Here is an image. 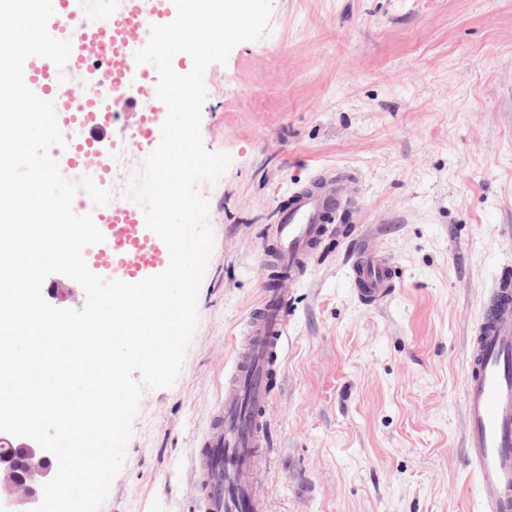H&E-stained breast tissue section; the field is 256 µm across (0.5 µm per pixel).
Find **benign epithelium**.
I'll use <instances>...</instances> for the list:
<instances>
[{"instance_id":"obj_1","label":"benign epithelium","mask_w":512,"mask_h":512,"mask_svg":"<svg viewBox=\"0 0 512 512\" xmlns=\"http://www.w3.org/2000/svg\"><path fill=\"white\" fill-rule=\"evenodd\" d=\"M56 457L34 440L0 432V512H32L43 485L56 474Z\"/></svg>"}]
</instances>
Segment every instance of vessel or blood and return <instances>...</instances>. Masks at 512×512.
Listing matches in <instances>:
<instances>
[{
    "instance_id": "vessel-or-blood-1",
    "label": "vessel or blood",
    "mask_w": 512,
    "mask_h": 512,
    "mask_svg": "<svg viewBox=\"0 0 512 512\" xmlns=\"http://www.w3.org/2000/svg\"><path fill=\"white\" fill-rule=\"evenodd\" d=\"M128 11L112 29L109 64L104 72L87 78L85 91H64L55 64L32 57L24 64V81L41 99L53 102L58 121L69 122L78 132L72 143V159L84 168L99 165L100 136L114 128L121 117L119 105L131 75H138L148 89H156V68L136 65L125 48L130 31L143 23H169L176 14L173 0H154L150 14H142L137 0H128ZM54 16L49 33L60 40L71 37L64 23L69 0H53ZM111 84L109 111L96 107V92ZM166 106L151 98L148 109L136 113L127 127L130 140H160ZM346 177L336 169H318L289 197L278 211L276 250L264 265L298 278L304 275L321 238L339 209L346 206ZM104 242L87 246L83 257L104 280L136 283L167 268L169 252L150 231L137 211L113 212L102 225ZM355 282L363 300L380 305L393 293L389 262L360 243L352 263ZM288 297L280 290H264L249 318L248 337L237 353L233 378L224 390V409L203 439L195 457V476L205 512H235L231 492H242L250 506L259 499L252 490V469L261 448L267 445L262 413L270 399L266 374L271 358L279 356L287 337ZM465 416L464 458L478 478V512H512V267H503L483 301V311L473 329L469 357L462 381Z\"/></svg>"
}]
</instances>
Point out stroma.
<instances>
[{
    "label": "stroma",
    "mask_w": 512,
    "mask_h": 512,
    "mask_svg": "<svg viewBox=\"0 0 512 512\" xmlns=\"http://www.w3.org/2000/svg\"><path fill=\"white\" fill-rule=\"evenodd\" d=\"M267 33L205 72L201 134L231 163L199 185L211 261L175 383L145 391L100 512H205L192 475L271 271L272 229L319 168L351 203L281 279L288 336L256 464L263 512H477L461 382L512 264V0H271ZM360 236L398 268L363 304Z\"/></svg>",
    "instance_id": "35a3bbf8"
}]
</instances>
